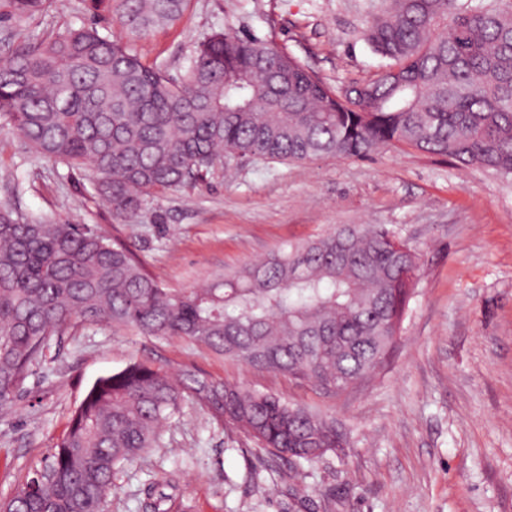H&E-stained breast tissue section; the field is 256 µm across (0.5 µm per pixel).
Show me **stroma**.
<instances>
[{
  "label": "stroma",
  "mask_w": 512,
  "mask_h": 512,
  "mask_svg": "<svg viewBox=\"0 0 512 512\" xmlns=\"http://www.w3.org/2000/svg\"><path fill=\"white\" fill-rule=\"evenodd\" d=\"M368 0H190L183 19L134 48L179 74L200 42L232 28L274 41L333 86L371 79L382 60L361 30ZM92 16L84 0L0 22V50ZM31 217L120 236L165 288L214 283L225 269L341 224H393L422 253L415 293L379 375L341 395L249 370L171 338L75 323L47 340L0 407V500L43 466L98 377L139 360L278 393L335 416L347 447L295 475L199 405L159 428L162 444L119 465L105 512H146L171 484L186 512H512V184L448 159L391 148L370 159L259 160L232 178L147 198L113 220L89 178L24 152L0 127V203Z\"/></svg>",
  "instance_id": "35a3bbf8"
}]
</instances>
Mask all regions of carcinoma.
<instances>
[{
	"label": "carcinoma",
	"instance_id": "carcinoma-1",
	"mask_svg": "<svg viewBox=\"0 0 512 512\" xmlns=\"http://www.w3.org/2000/svg\"><path fill=\"white\" fill-rule=\"evenodd\" d=\"M93 21L0 53V119L39 158L86 173L112 215L205 182L224 158L365 159L410 149L512 182V0H371L363 39L376 78L334 88L276 43L218 30L174 77L112 34L141 39L188 0H89ZM52 0H0V19ZM106 26H99V22ZM420 250L386 224L339 226L224 271L163 287L128 245L88 224H47L0 205V406L45 340L79 320L186 338L253 371L336 396L377 376L418 277ZM185 401L298 466L347 445L336 418L271 392L133 360L98 377L50 461L0 512H104L116 467L160 445Z\"/></svg>",
	"mask_w": 512,
	"mask_h": 512
}]
</instances>
